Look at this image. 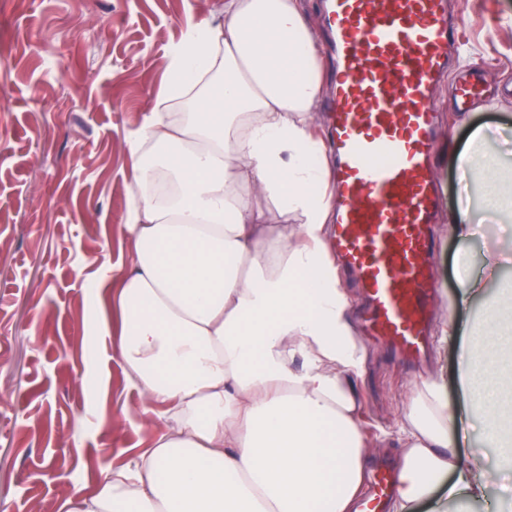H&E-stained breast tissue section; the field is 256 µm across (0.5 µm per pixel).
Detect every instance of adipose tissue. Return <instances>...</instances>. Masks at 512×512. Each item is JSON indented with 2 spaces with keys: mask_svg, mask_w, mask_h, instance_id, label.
Wrapping results in <instances>:
<instances>
[{
  "mask_svg": "<svg viewBox=\"0 0 512 512\" xmlns=\"http://www.w3.org/2000/svg\"><path fill=\"white\" fill-rule=\"evenodd\" d=\"M322 54L300 0H224L186 16L166 80L126 139L133 185L117 234L131 244L108 288L113 336L144 423L164 426L73 512H353L368 464L353 379L365 359L325 242L331 169L310 114ZM190 110L173 117L174 106ZM298 216L273 226L268 212ZM465 409L416 387L393 432L391 512L484 502L489 476L454 448L471 410L512 460V330L460 328ZM300 369H293V362Z\"/></svg>",
  "mask_w": 512,
  "mask_h": 512,
  "instance_id": "obj_1",
  "label": "adipose tissue"
}]
</instances>
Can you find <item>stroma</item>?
I'll return each instance as SVG.
<instances>
[{
  "mask_svg": "<svg viewBox=\"0 0 512 512\" xmlns=\"http://www.w3.org/2000/svg\"><path fill=\"white\" fill-rule=\"evenodd\" d=\"M224 0H0V512H67L72 487L96 489L131 462L157 426L138 417L141 400L112 357L111 338L94 333L99 305L90 275L111 277L127 243L106 225L124 223L130 186L125 139L163 86L167 49L186 13L213 18ZM462 30L466 61L434 90L439 126L431 163L439 207L430 226L429 259L438 291L430 353L413 365L369 336L365 298L354 275L340 286L367 359L355 386L361 427L373 445L369 471L394 469L397 449L384 432L403 415L422 380L434 379L458 405V341L440 339L448 318L461 327L482 321L489 301L512 280V215L480 206L481 166L494 158L512 169V0H447ZM480 77L489 99L457 110L463 74ZM503 126L502 137L471 146L478 126ZM476 164L461 176L456 154ZM475 208L472 237L448 229L460 200ZM497 252L501 281L485 298L455 306L463 276L483 273ZM485 416L457 453L490 471L499 512H512V469L501 466L484 432Z\"/></svg>",
  "mask_w": 512,
  "mask_h": 512,
  "instance_id": "obj_1",
  "label": "stroma"
}]
</instances>
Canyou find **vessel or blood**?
Returning a JSON list of instances; mask_svg holds the SVG:
<instances>
[{
  "label": "vessel or blood",
  "instance_id": "obj_1",
  "mask_svg": "<svg viewBox=\"0 0 512 512\" xmlns=\"http://www.w3.org/2000/svg\"><path fill=\"white\" fill-rule=\"evenodd\" d=\"M336 217L331 247L366 291L372 335L406 358L427 343L433 278L425 232L436 202L433 91L456 33L443 0H328ZM393 490L372 481L363 512Z\"/></svg>",
  "mask_w": 512,
  "mask_h": 512
}]
</instances>
